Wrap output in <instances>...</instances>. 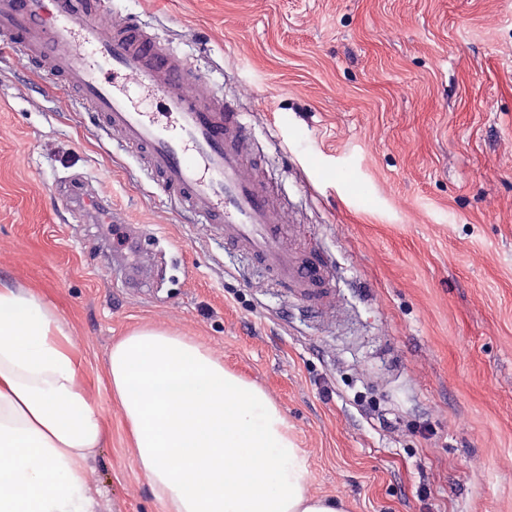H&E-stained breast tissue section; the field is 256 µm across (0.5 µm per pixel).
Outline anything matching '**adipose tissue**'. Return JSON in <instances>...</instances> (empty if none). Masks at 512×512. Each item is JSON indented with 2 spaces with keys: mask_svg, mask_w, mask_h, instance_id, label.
Returning a JSON list of instances; mask_svg holds the SVG:
<instances>
[{
  "mask_svg": "<svg viewBox=\"0 0 512 512\" xmlns=\"http://www.w3.org/2000/svg\"><path fill=\"white\" fill-rule=\"evenodd\" d=\"M107 385L161 512H345L311 492L274 398L202 344L138 328L113 345ZM103 434L56 305L0 281V512H94Z\"/></svg>",
  "mask_w": 512,
  "mask_h": 512,
  "instance_id": "ef3b65f1",
  "label": "adipose tissue"
}]
</instances>
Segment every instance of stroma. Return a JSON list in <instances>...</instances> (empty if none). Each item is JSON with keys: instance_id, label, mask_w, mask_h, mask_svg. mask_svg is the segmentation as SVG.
Instances as JSON below:
<instances>
[{"instance_id": "1", "label": "stroma", "mask_w": 512, "mask_h": 512, "mask_svg": "<svg viewBox=\"0 0 512 512\" xmlns=\"http://www.w3.org/2000/svg\"><path fill=\"white\" fill-rule=\"evenodd\" d=\"M248 115L332 266L323 321L171 205L89 108L0 44V278L59 308L105 434L97 512H160L107 389L156 326L266 389L346 512H512V0H113ZM83 184L138 235L72 204Z\"/></svg>"}]
</instances>
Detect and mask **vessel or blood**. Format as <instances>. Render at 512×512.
Wrapping results in <instances>:
<instances>
[{"label": "vessel or blood", "instance_id": "1", "mask_svg": "<svg viewBox=\"0 0 512 512\" xmlns=\"http://www.w3.org/2000/svg\"><path fill=\"white\" fill-rule=\"evenodd\" d=\"M112 0H0V38L54 86L77 95L105 129L135 150L153 182L181 210L217 229L232 247L292 288L317 315L328 314L332 279L321 257L283 244L280 208L255 172L242 113L203 88L187 59L169 53L145 27L105 31ZM160 105L149 112L141 100Z\"/></svg>", "mask_w": 512, "mask_h": 512}]
</instances>
